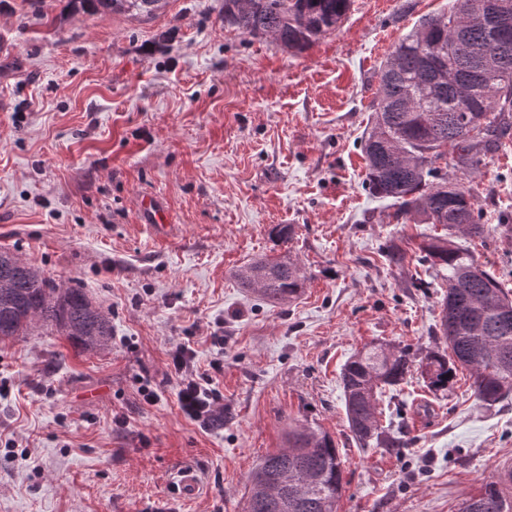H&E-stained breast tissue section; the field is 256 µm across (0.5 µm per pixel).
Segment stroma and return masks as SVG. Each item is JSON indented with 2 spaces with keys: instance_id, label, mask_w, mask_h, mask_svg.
<instances>
[{
  "instance_id": "35a3bbf8",
  "label": "stroma",
  "mask_w": 512,
  "mask_h": 512,
  "mask_svg": "<svg viewBox=\"0 0 512 512\" xmlns=\"http://www.w3.org/2000/svg\"><path fill=\"white\" fill-rule=\"evenodd\" d=\"M449 6L351 0L294 54L225 25L224 0H166L149 19L0 0V250L83 288L112 324L98 354L44 331L0 340V512H243L252 469L295 425L338 448V512H458L512 460V395L482 402L467 370L445 392L416 372L385 391L400 448L353 440L339 378L372 341L417 360L447 347L445 287L419 262L441 229L370 194L362 146L382 63ZM443 170L489 226L462 245L512 291V129L477 170ZM145 195L166 206L168 238L143 224ZM284 255L307 276L296 300L240 287V267ZM181 344L223 426L180 411ZM184 467L201 477L189 501L168 494Z\"/></svg>"
}]
</instances>
